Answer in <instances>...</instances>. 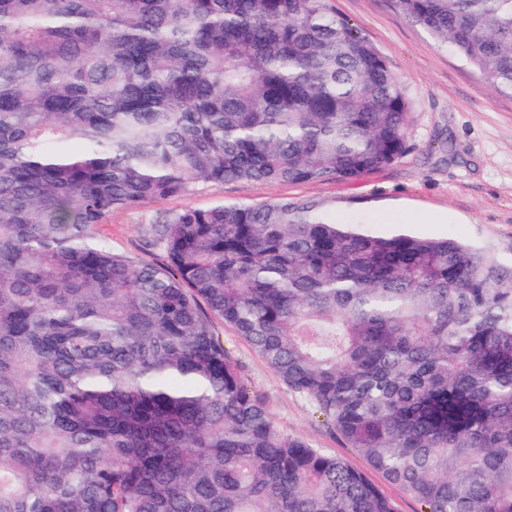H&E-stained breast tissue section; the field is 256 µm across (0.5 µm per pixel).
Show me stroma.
<instances>
[{"instance_id":"35a3bbf8","label":"stroma","mask_w":512,"mask_h":512,"mask_svg":"<svg viewBox=\"0 0 512 512\" xmlns=\"http://www.w3.org/2000/svg\"><path fill=\"white\" fill-rule=\"evenodd\" d=\"M334 5L391 62L405 86L412 102L408 153L352 180L227 183L150 204L139 213L116 212L100 228L112 249L146 263L161 260L150 244L146 217L162 209L310 198L327 201L336 217L362 219L382 234L393 230L390 217L396 214L420 236L465 240L512 263V95L492 91L451 47L401 17L391 0H334ZM216 333L242 382L261 399L282 435L366 470L396 512H420L416 501L368 469L363 456L346 447L245 339L221 323Z\"/></svg>"}]
</instances>
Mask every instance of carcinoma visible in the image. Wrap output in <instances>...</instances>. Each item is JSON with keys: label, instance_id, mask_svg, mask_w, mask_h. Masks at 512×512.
I'll use <instances>...</instances> for the list:
<instances>
[{"label": "carcinoma", "instance_id": "cac0c4a2", "mask_svg": "<svg viewBox=\"0 0 512 512\" xmlns=\"http://www.w3.org/2000/svg\"><path fill=\"white\" fill-rule=\"evenodd\" d=\"M512 95V0H393ZM412 103L333 0H0V512H396L282 436L220 319L420 512H512V264L316 199L159 212L229 182L352 180Z\"/></svg>", "mask_w": 512, "mask_h": 512}]
</instances>
